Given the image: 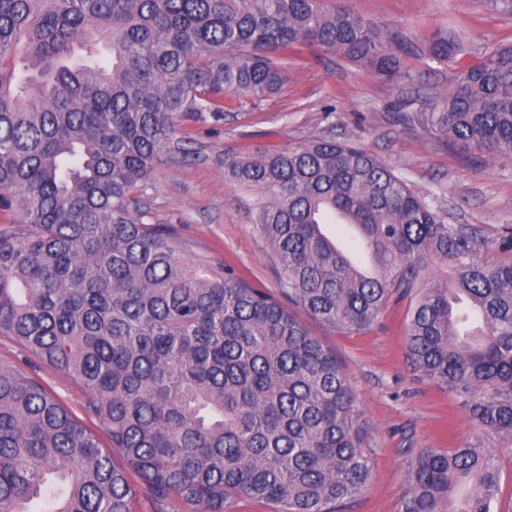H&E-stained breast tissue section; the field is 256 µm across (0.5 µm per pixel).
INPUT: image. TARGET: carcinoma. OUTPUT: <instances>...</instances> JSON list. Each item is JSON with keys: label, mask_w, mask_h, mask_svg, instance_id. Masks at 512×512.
<instances>
[{"label": "carcinoma", "mask_w": 512, "mask_h": 512, "mask_svg": "<svg viewBox=\"0 0 512 512\" xmlns=\"http://www.w3.org/2000/svg\"><path fill=\"white\" fill-rule=\"evenodd\" d=\"M313 49L392 83L420 77L406 56L467 54L446 29L420 53L324 0H0V210H21L0 230V334L81 386L112 446L24 369L0 368V512H136L141 495L345 512L370 477L355 396L290 304L357 334L411 297L413 366L512 437V230L445 222L388 165L327 137L224 152V179L259 193L275 294L190 266L173 229L148 222L154 168L189 154L173 116L271 97ZM391 112L462 155L511 158L512 42L458 66L438 101ZM339 213L357 228L348 249L322 230ZM486 247L507 259H479ZM431 261L450 275L425 278ZM499 483L481 445L429 448L398 512H497Z\"/></svg>", "instance_id": "carcinoma-1"}]
</instances>
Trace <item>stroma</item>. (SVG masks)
Segmentation results:
<instances>
[{
  "label": "stroma",
  "instance_id": "1",
  "mask_svg": "<svg viewBox=\"0 0 512 512\" xmlns=\"http://www.w3.org/2000/svg\"><path fill=\"white\" fill-rule=\"evenodd\" d=\"M348 7L416 43L440 28L469 48L512 40V17L487 0H326ZM409 87L388 83L337 55L310 52L288 68L280 94L260 104L180 117L176 135L188 156L157 165L144 193L149 220L168 224L185 261L213 270L233 267L249 283L275 291L277 265L255 229V191L224 180V153L305 143L320 137L365 147L419 195L436 201L451 224L498 237L512 227V158L483 162L458 154L419 128L399 126L391 103ZM407 300L391 302L375 325L358 334L329 330L303 309L292 313L335 352L356 397L370 466L367 486L349 512H397L411 462L427 448H454L481 436L454 392L415 370L407 351ZM0 367L38 379L75 416L84 391L69 377L0 335ZM484 437V436H481ZM496 454L500 512H512V438L484 437Z\"/></svg>",
  "mask_w": 512,
  "mask_h": 512
}]
</instances>
